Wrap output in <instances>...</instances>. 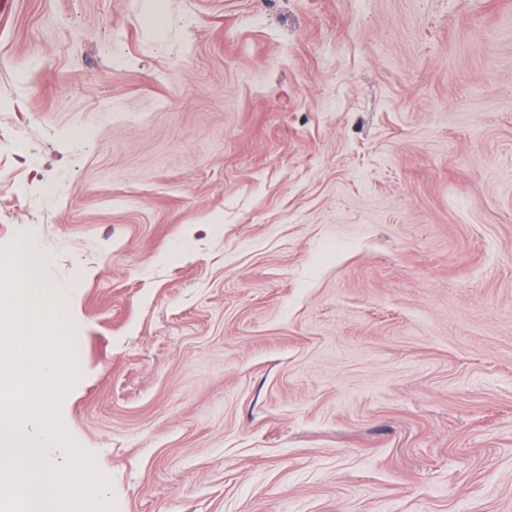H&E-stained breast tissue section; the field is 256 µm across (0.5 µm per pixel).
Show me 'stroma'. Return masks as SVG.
<instances>
[{
    "label": "stroma",
    "mask_w": 512,
    "mask_h": 512,
    "mask_svg": "<svg viewBox=\"0 0 512 512\" xmlns=\"http://www.w3.org/2000/svg\"><path fill=\"white\" fill-rule=\"evenodd\" d=\"M22 233L116 512H512V0H13Z\"/></svg>",
    "instance_id": "obj_1"
}]
</instances>
